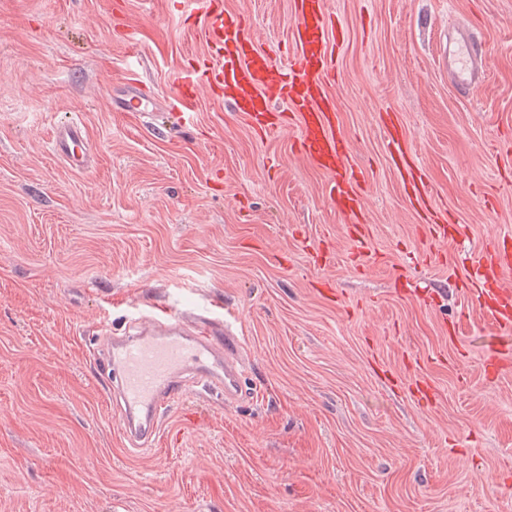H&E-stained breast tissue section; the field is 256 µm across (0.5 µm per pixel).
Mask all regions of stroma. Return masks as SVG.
<instances>
[{
    "mask_svg": "<svg viewBox=\"0 0 512 512\" xmlns=\"http://www.w3.org/2000/svg\"><path fill=\"white\" fill-rule=\"evenodd\" d=\"M223 2L286 55L292 0ZM326 6L358 224L295 124L257 137L203 86L173 115L210 54L177 0H0V512H512V332L461 286L512 250V0ZM456 20L486 51L470 96L442 65ZM131 81L160 111H115ZM388 112L428 209L455 217L444 238L389 159ZM69 119L90 169L52 151ZM162 306L236 326L245 393L189 391L133 452L97 348Z\"/></svg>",
    "mask_w": 512,
    "mask_h": 512,
    "instance_id": "stroma-1",
    "label": "stroma"
}]
</instances>
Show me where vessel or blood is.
I'll list each match as a JSON object with an SVG mask.
<instances>
[{
  "mask_svg": "<svg viewBox=\"0 0 512 512\" xmlns=\"http://www.w3.org/2000/svg\"><path fill=\"white\" fill-rule=\"evenodd\" d=\"M183 2L188 6L186 23L203 35L211 56L196 61L193 81L179 86L176 99L181 107L192 105L195 87L202 84L233 111L254 118L258 136L277 130L287 120L297 121L298 152L332 174L330 195L343 211H362L366 197L358 181L347 175L348 140L336 132L335 104L326 93L336 77L334 50L346 37L326 0H293L296 50L285 69L257 46L244 15L225 12L223 0ZM444 61L455 88L470 94L481 86L486 52L468 25L449 32ZM278 101L286 104L287 114L266 121L272 103ZM157 105L154 93L131 85L115 108L151 112ZM52 148L72 168H84L91 161L86 132L79 122L58 125ZM509 271L512 254L493 249L482 255L481 267L470 279L477 300L495 304L498 321L506 329L512 327V287L503 283ZM243 366V343L231 324L167 307L147 316L135 333L113 343L102 360L108 393L122 406L123 437L134 447L153 441L163 412L187 395L186 372L223 387L224 400L229 403L243 394Z\"/></svg>",
  "mask_w": 512,
  "mask_h": 512,
  "instance_id": "obj_1",
  "label": "vessel or blood"
}]
</instances>
